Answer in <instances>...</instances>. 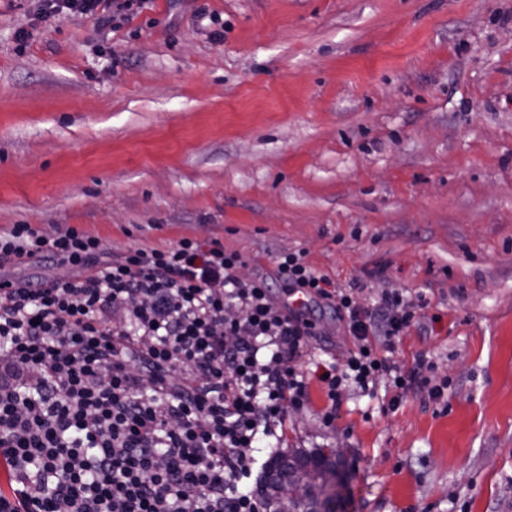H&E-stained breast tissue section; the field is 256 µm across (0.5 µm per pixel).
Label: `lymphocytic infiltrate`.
I'll use <instances>...</instances> for the list:
<instances>
[{
	"label": "lymphocytic infiltrate",
	"mask_w": 512,
	"mask_h": 512,
	"mask_svg": "<svg viewBox=\"0 0 512 512\" xmlns=\"http://www.w3.org/2000/svg\"><path fill=\"white\" fill-rule=\"evenodd\" d=\"M44 18L123 17L133 0H41ZM47 256L71 269L39 287L0 285V512H257L245 485L261 436L320 382L332 422L347 388L389 378L397 408L411 391L443 397L425 354H392L429 301L386 291L373 310L301 251L275 277L332 307L355 340L341 365L309 374L315 334L265 278L241 279L242 254L181 238L108 255L97 236L15 224L0 260Z\"/></svg>",
	"instance_id": "f902f5d3"
}]
</instances>
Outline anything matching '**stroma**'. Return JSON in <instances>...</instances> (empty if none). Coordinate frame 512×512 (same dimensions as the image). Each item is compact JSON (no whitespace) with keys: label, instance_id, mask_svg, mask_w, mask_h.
Returning <instances> with one entry per match:
<instances>
[{"label":"stroma","instance_id":"35a3bbf8","mask_svg":"<svg viewBox=\"0 0 512 512\" xmlns=\"http://www.w3.org/2000/svg\"><path fill=\"white\" fill-rule=\"evenodd\" d=\"M0 0V231L190 237L308 261L357 303L426 294L397 349L443 400L318 382L281 448H342L345 512H512V0H145L115 27ZM206 16H199V8ZM48 258L0 280L70 278ZM307 348L354 340L327 308Z\"/></svg>","mask_w":512,"mask_h":512}]
</instances>
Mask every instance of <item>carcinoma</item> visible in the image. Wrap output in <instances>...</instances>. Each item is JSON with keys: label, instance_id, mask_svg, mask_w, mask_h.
<instances>
[{"label": "carcinoma", "instance_id": "carcinoma-1", "mask_svg": "<svg viewBox=\"0 0 512 512\" xmlns=\"http://www.w3.org/2000/svg\"><path fill=\"white\" fill-rule=\"evenodd\" d=\"M342 458L325 448H290L288 462L278 470L276 478L292 479L295 474L306 469L314 476L299 486L298 496L284 503L270 494L269 504L274 512H312L321 505L325 512L333 507L344 508L347 498L342 493L344 483L340 473Z\"/></svg>", "mask_w": 512, "mask_h": 512}]
</instances>
